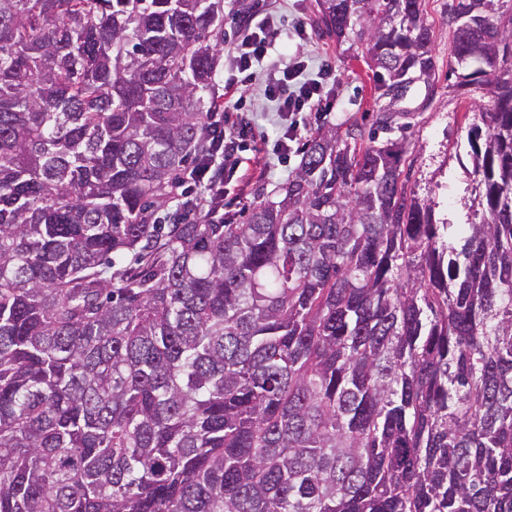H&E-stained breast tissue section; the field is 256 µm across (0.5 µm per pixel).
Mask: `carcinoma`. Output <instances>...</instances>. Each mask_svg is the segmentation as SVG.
I'll list each match as a JSON object with an SVG mask.
<instances>
[{"label":"carcinoma","instance_id":"1","mask_svg":"<svg viewBox=\"0 0 512 512\" xmlns=\"http://www.w3.org/2000/svg\"><path fill=\"white\" fill-rule=\"evenodd\" d=\"M504 2L448 0L489 98L453 243L392 137L424 0H317L385 104L244 224L163 213L208 161L224 0H0V512H512Z\"/></svg>","mask_w":512,"mask_h":512}]
</instances>
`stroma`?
Masks as SVG:
<instances>
[{
  "instance_id": "35a3bbf8",
  "label": "stroma",
  "mask_w": 512,
  "mask_h": 512,
  "mask_svg": "<svg viewBox=\"0 0 512 512\" xmlns=\"http://www.w3.org/2000/svg\"><path fill=\"white\" fill-rule=\"evenodd\" d=\"M447 2L425 0V9L433 24L437 65L434 89L429 92L424 85H415L403 102L399 122L408 141L416 146L415 151L406 156L411 166L410 188L421 201L432 204L436 218L451 224H468L476 219L478 201L467 132L477 120L475 103L481 100L482 93L476 90L465 94L454 87L456 78L448 69L451 36L446 22ZM268 8L277 17L275 58L285 60L301 52L307 57L310 68H317L325 60L336 66L339 81L335 93L339 109L327 116L326 125L361 120L366 114L379 110L381 103L374 94L372 73L363 61L353 59L333 40L316 32L301 45L286 38V30L296 22L312 24L316 0H270ZM264 87L265 73L260 70L242 92L241 111L253 116L265 140L258 146L252 141H243L240 149L246 157L253 156L255 150H262L269 165L268 173L266 177L253 178L246 185L234 176L224 182V209L237 224L244 221L257 192L273 191L287 181L299 163L297 155L282 157L275 152L281 136L280 119L275 102L265 98Z\"/></svg>"
}]
</instances>
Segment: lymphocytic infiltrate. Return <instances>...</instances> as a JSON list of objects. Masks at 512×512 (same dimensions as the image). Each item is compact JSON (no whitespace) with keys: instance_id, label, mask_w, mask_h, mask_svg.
I'll return each instance as SVG.
<instances>
[{"instance_id":"lymphocytic-infiltrate-1","label":"lymphocytic infiltrate","mask_w":512,"mask_h":512,"mask_svg":"<svg viewBox=\"0 0 512 512\" xmlns=\"http://www.w3.org/2000/svg\"><path fill=\"white\" fill-rule=\"evenodd\" d=\"M273 14L267 13L258 20L243 24L239 40L227 54L231 70L240 76L239 81L225 83L212 119L208 125L210 146L215 159L212 164L187 172L182 184L175 190L176 202H193L203 206L224 195V177L228 174L248 172L250 167L266 171L267 166L260 158L249 159L239 154V144L255 137L251 123L240 121L232 127H225L223 115L239 109L238 90L252 81L257 68L268 59L273 48ZM308 62L302 56H294L288 63L270 70L264 95L276 102L283 122V133L278 141L281 153H289L299 142L302 132L307 129L308 115L324 119L335 111L337 101L332 90L338 80L336 68L330 62H322L314 76H307Z\"/></svg>"}]
</instances>
